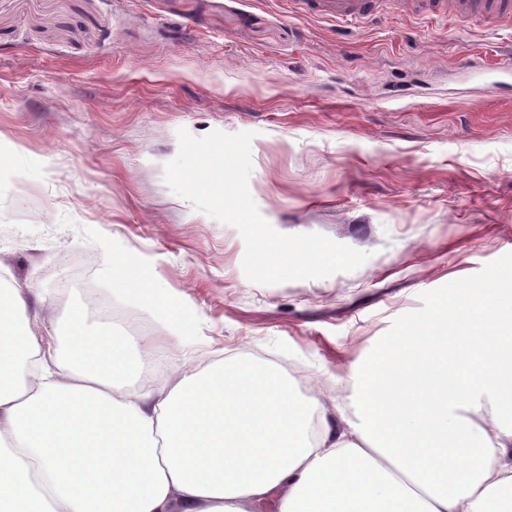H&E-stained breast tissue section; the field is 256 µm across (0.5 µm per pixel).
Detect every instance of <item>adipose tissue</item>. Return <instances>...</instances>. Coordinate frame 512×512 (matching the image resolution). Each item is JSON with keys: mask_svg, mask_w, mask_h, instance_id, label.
<instances>
[{"mask_svg": "<svg viewBox=\"0 0 512 512\" xmlns=\"http://www.w3.org/2000/svg\"><path fill=\"white\" fill-rule=\"evenodd\" d=\"M118 285L189 332L162 288ZM28 304L0 287V512H512V276L393 342L352 415L239 356L129 391L144 352L80 307L43 335Z\"/></svg>", "mask_w": 512, "mask_h": 512, "instance_id": "1", "label": "adipose tissue"}]
</instances>
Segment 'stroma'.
Returning a JSON list of instances; mask_svg holds the SVG:
<instances>
[{
    "label": "stroma",
    "instance_id": "1",
    "mask_svg": "<svg viewBox=\"0 0 512 512\" xmlns=\"http://www.w3.org/2000/svg\"><path fill=\"white\" fill-rule=\"evenodd\" d=\"M512 28L386 13L339 25L290 0H0V274L64 330L73 275L130 313L151 381L219 356L262 359L299 394L359 402L355 377L452 304L512 273ZM255 132L249 187L285 235L368 253L358 269L262 285L239 231L175 195L179 129ZM122 254H113V241ZM146 276L186 304L171 337L114 290Z\"/></svg>",
    "mask_w": 512,
    "mask_h": 512
}]
</instances>
